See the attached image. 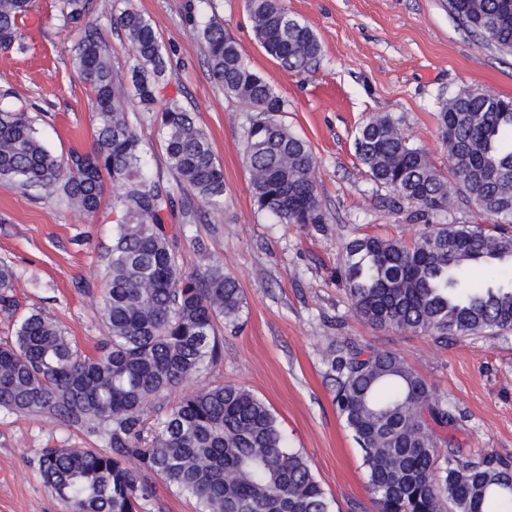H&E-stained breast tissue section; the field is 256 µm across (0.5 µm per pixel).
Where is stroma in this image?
I'll return each instance as SVG.
<instances>
[{
    "instance_id": "obj_1",
    "label": "stroma",
    "mask_w": 512,
    "mask_h": 512,
    "mask_svg": "<svg viewBox=\"0 0 512 512\" xmlns=\"http://www.w3.org/2000/svg\"><path fill=\"white\" fill-rule=\"evenodd\" d=\"M285 4L320 41L312 75L292 74L264 52L245 0H92V10L112 63L123 72L132 52L114 16L132 7L150 19L171 58L163 93L194 112L224 169L223 207L181 225L178 259L194 275L222 264L237 279L244 307L235 324L217 327L223 358L171 391L168 403L222 383L246 386L274 411L288 446L308 459L335 512H373L361 450L334 401L329 343L398 355L456 410L449 440L473 455L512 462V330L444 342L379 329L355 314L341 277L348 241L374 235L411 244L439 223L486 225L491 218L470 203L431 218L407 202L393 206L391 192L357 159L354 139L370 116L388 113L409 145L447 170L436 113L472 87L512 97V56L469 34L448 0ZM62 8L63 0H34L19 23L21 46L0 49V105L26 103L40 138L61 158L89 151L96 129L93 93L74 64L80 33L64 24ZM213 12L285 100L280 120L310 144L325 223L280 224L254 209L242 152L252 113L209 75L199 23ZM131 120L147 172L174 187L154 113L135 112ZM120 191L106 184L99 210L85 216L59 199L0 184V264L16 276L15 305L0 309V343L13 340L21 317L40 312L58 321L81 351L96 354L105 328L92 300L105 284L112 200ZM199 241L206 253L197 251ZM100 445L83 428L1 410L0 512H68L44 482L42 451Z\"/></svg>"
}]
</instances>
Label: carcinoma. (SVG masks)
Returning a JSON list of instances; mask_svg holds the SVG:
<instances>
[{"instance_id":"carcinoma-1","label":"carcinoma","mask_w":512,"mask_h":512,"mask_svg":"<svg viewBox=\"0 0 512 512\" xmlns=\"http://www.w3.org/2000/svg\"><path fill=\"white\" fill-rule=\"evenodd\" d=\"M32 0H0V49L20 41ZM66 22L79 27L75 66L94 95L93 148L65 160L42 143L27 109L0 107V183L60 195L91 216L105 178L121 185L109 277L99 308L107 336L82 353L53 319L21 318L0 345V409L39 415L102 437L106 451L48 448L44 478L69 512H144L151 476L196 498L199 512H333L299 451L288 449L276 415L250 389L218 384L165 409L167 393L223 356L216 322H236L237 280L219 265L197 277L182 271L178 241L167 229L173 190L144 170L141 140L128 112L154 111L169 57L141 12L115 19L134 51L127 74L114 69L89 0H66ZM448 8L484 43L512 56V0H448ZM260 47L284 70L308 75L321 56L315 33L283 0H247ZM208 67L224 92L256 113L244 156L253 205L280 224H322L316 158L303 138L275 118L285 101L245 59L212 15L203 21ZM134 94H129V91ZM167 164L177 189L210 208L224 203V170L207 133L177 99L158 112ZM449 175L409 146L397 120L376 115L354 140L361 164L380 186L439 214L470 192L493 225L441 224L412 245L379 236L345 246L344 280L352 308L379 328L438 339L512 329V279L471 285L477 265H512V98L484 89L462 92L437 113ZM13 271L0 266V307H12ZM336 406L359 445L375 512H512V466L474 456L434 435L427 423L453 426L456 415L429 382L391 352L342 345L330 350ZM164 410L146 443L150 410Z\"/></svg>"}]
</instances>
